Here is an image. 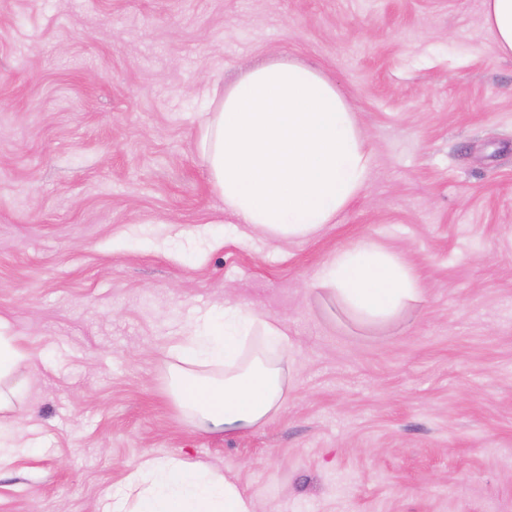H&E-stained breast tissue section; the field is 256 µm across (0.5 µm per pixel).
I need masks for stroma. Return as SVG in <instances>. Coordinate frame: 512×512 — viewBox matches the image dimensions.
<instances>
[{
  "label": "stroma",
  "mask_w": 512,
  "mask_h": 512,
  "mask_svg": "<svg viewBox=\"0 0 512 512\" xmlns=\"http://www.w3.org/2000/svg\"><path fill=\"white\" fill-rule=\"evenodd\" d=\"M484 0H0V316L31 355L0 512H94L144 456L259 512H512V57ZM291 57L371 148L319 235L245 238L198 150L205 90ZM374 240L423 293L384 327L310 289ZM237 303L287 322L285 409L202 431L168 347Z\"/></svg>",
  "instance_id": "1"
}]
</instances>
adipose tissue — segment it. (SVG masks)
Here are the masks:
<instances>
[{"mask_svg":"<svg viewBox=\"0 0 512 512\" xmlns=\"http://www.w3.org/2000/svg\"><path fill=\"white\" fill-rule=\"evenodd\" d=\"M484 21L498 51L512 56V0H485ZM210 95L199 149L213 191L240 223L274 242L302 241L364 192L370 145L345 96L320 70L269 61ZM311 287L366 325L391 322L422 294L402 258L369 239L338 249ZM289 347L283 320L239 304L197 319L169 348L178 362L179 408L209 432L264 425L286 403ZM29 362L0 318V465L24 451L19 409ZM95 512H257V505L220 471L167 455L131 465L124 490H104Z\"/></svg>","mask_w":512,"mask_h":512,"instance_id":"adipose-tissue-1","label":"adipose tissue"}]
</instances>
